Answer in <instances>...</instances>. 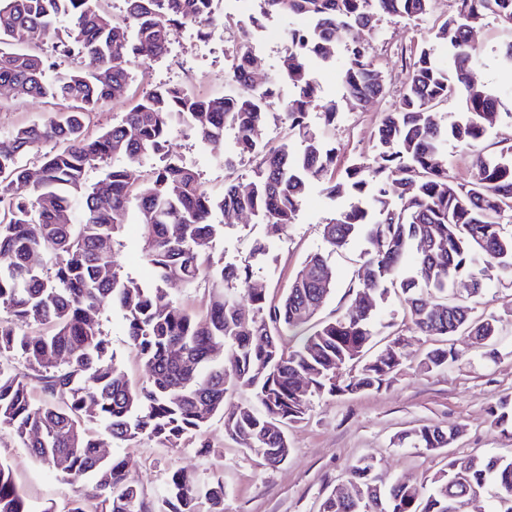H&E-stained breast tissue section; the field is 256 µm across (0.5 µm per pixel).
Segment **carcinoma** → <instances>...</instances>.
<instances>
[{"mask_svg":"<svg viewBox=\"0 0 512 512\" xmlns=\"http://www.w3.org/2000/svg\"><path fill=\"white\" fill-rule=\"evenodd\" d=\"M220 0H124L117 21L105 0H0V85L18 98L40 97L59 108L48 120L17 127L0 140V432L62 478L87 484L64 512H224V478L212 469L202 478L173 470L162 493L146 500L127 481L133 459L103 455L104 437L133 442L143 437L199 451L208 423L224 419V433L241 440L268 465L290 455L287 429L305 418L310 396H343L380 390L396 380L407 361L406 346L392 339L370 356L375 311L389 289L400 291L412 329L436 338L420 367L431 372L459 359L457 335L496 342L499 319L477 313L494 275L512 278V143L473 160L474 174L453 185L444 145L483 140L496 123L499 99L471 80L470 29L488 13L512 28V0H457L458 13L441 23L433 44L409 57V81L399 103L375 132L377 166L346 170L352 201L323 228L329 253L308 255L286 292L276 301L251 278L248 267L226 266L207 251L224 238L221 215L249 214L278 234L294 223L311 185L332 183L335 149L306 123L318 92L310 63L325 60L347 43L343 98L362 110L383 96L381 72L354 30H374L378 14L418 17L433 0H261L263 14L306 16L312 25L288 32L280 69L272 81L255 80V46L240 26L228 77L234 90L222 96L196 94L181 85L143 95L111 128L92 134L90 116L130 80L136 59L162 57L172 28L224 24ZM67 22L59 32L58 21ZM70 61L63 71L45 55ZM442 49L443 65L436 55ZM292 97L280 114L305 147L296 155L284 142L267 149L258 132L269 116L277 87ZM459 94L466 109L449 126L433 110ZM183 124L201 142L219 148L224 132L235 133L237 154L252 159V179L227 182L220 197L203 188L199 174L169 151L173 126ZM60 148L43 154L42 145ZM39 155L41 177L30 196L15 194L25 181L23 158ZM145 157L159 164L139 188L127 165ZM114 163H108L109 159ZM102 169L99 179L89 174ZM135 206L146 229L144 254L154 270L141 282L124 275L99 251L115 237L119 217ZM364 237L358 281L350 286L347 312L316 324L312 320L335 290L329 254ZM35 253L46 263L34 266ZM472 292L457 295L455 283ZM173 280L211 290L204 313L173 297ZM425 293L438 301L429 303ZM118 311L129 345L146 366L148 381L134 385L116 362L97 321ZM226 346L237 368L235 384L248 394L228 407V381L217 351ZM23 362V370L13 366ZM43 401L32 403L31 385ZM492 423L512 427V399L490 410ZM427 451L451 446L452 426L425 424L411 431ZM328 494L319 512H461L474 496L492 489L499 506L512 512V458L472 455L452 458L427 483L383 481L372 456L359 459ZM0 512H32L10 465L0 461Z\"/></svg>","mask_w":512,"mask_h":512,"instance_id":"cac0c4a2","label":"carcinoma"}]
</instances>
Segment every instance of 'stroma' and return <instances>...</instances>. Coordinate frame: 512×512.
<instances>
[{
  "mask_svg": "<svg viewBox=\"0 0 512 512\" xmlns=\"http://www.w3.org/2000/svg\"><path fill=\"white\" fill-rule=\"evenodd\" d=\"M259 5V0H224L225 25L205 39L198 38L190 26L174 29L164 57L132 64L131 81L92 114L90 132L111 127L143 94L162 84L186 85L202 95L228 93L227 57L237 42L240 25L258 15ZM455 11L456 0H435L430 13L421 18L383 15L374 33L358 31V38L370 47L385 86L384 96L366 109L354 111L341 103L347 58L344 46H337L335 57L317 65L318 95L308 107L307 123L311 129L323 132L326 141L335 147L337 172H344L353 163H373V136L384 112L398 102L404 89L410 50L430 42L434 27ZM304 23V18L288 15L262 19L255 32L257 76L276 74L285 52L284 34ZM511 39L512 31L491 17L484 18L471 36L475 48L473 73L499 95L505 112H512V69L503 64L501 48ZM328 100L340 103L336 123L330 127L324 124L322 109ZM49 115L50 106L44 100L19 99L9 89L0 88L1 139L16 127L43 121ZM169 149L199 173L204 188L215 196L223 194L225 180L244 181L251 174L250 161L236 156L230 134L225 136L223 148L215 149L201 143L185 126L177 125ZM347 203L344 197L330 198L322 184H313L299 205L294 224L282 234L266 235L264 226L250 217L234 218L225 225L224 237L215 242L213 252L228 265L250 264L268 298L279 299L303 259L327 250L323 226L336 209ZM258 242L265 244L266 251L256 256L252 250ZM143 244V226L136 210H129L122 219L117 242L108 243L107 248L124 274L147 281L153 270L144 258ZM363 249V242L356 240L331 254L329 263L336 288L321 318H335L346 312L349 287L358 278ZM510 303L512 280L496 277L488 281L479 309L502 318L495 346L456 337L458 361L448 370L428 373L420 370L417 356L429 343L412 331L400 293L389 291L377 306L379 327L373 348L383 349L393 331L403 332L406 367L387 388L336 398L312 397L305 419L288 431L291 452L284 465L270 466L247 452L241 443L225 435L224 425L218 420L204 433L210 445L205 455L190 444L172 449L147 438L111 444L104 453L133 457L135 464L128 470L127 479L149 495L160 491L174 469L202 473L211 462H218L224 474V512H318L321 500L349 466L367 455L374 457L379 473L386 478L413 481L430 478L451 456H510L512 430L495 426L489 415L500 399L512 398V314L505 311ZM98 320L129 380L137 385L145 383L147 371L127 343L120 313L107 310ZM448 422L459 427L460 435L447 449L427 452L397 442L405 431ZM0 459L10 464L34 512H45L49 507L62 512L76 494L74 485L47 470L6 433L0 434Z\"/></svg>",
  "mask_w": 512,
  "mask_h": 512,
  "instance_id": "obj_1",
  "label": "stroma"
}]
</instances>
